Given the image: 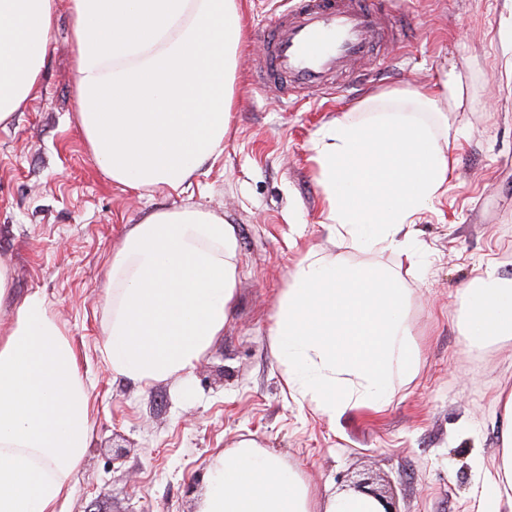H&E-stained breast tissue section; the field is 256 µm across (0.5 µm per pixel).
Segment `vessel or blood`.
Segmentation results:
<instances>
[{
	"mask_svg": "<svg viewBox=\"0 0 512 512\" xmlns=\"http://www.w3.org/2000/svg\"><path fill=\"white\" fill-rule=\"evenodd\" d=\"M390 2L294 0L264 34L256 89L330 96L370 76L380 45L412 34L406 15H390Z\"/></svg>",
	"mask_w": 512,
	"mask_h": 512,
	"instance_id": "obj_1",
	"label": "vessel or blood"
}]
</instances>
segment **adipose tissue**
<instances>
[{
  "instance_id": "obj_1",
  "label": "adipose tissue",
  "mask_w": 512,
  "mask_h": 512,
  "mask_svg": "<svg viewBox=\"0 0 512 512\" xmlns=\"http://www.w3.org/2000/svg\"><path fill=\"white\" fill-rule=\"evenodd\" d=\"M78 119L114 183L179 190L224 150L237 55L238 0H71ZM54 0H0V127L36 89ZM444 73L425 91L372 97L362 119L321 127L312 160L324 221L356 246L405 250L408 228L448 187V141L413 118L461 106ZM236 237L203 207L156 211L133 225L108 264L104 356L113 376L148 386L190 372L236 295ZM406 298L393 278L308 252L270 328L293 397L329 417L381 411L393 378L416 364ZM459 322L476 347L512 342V278L494 262L463 291ZM91 420L79 357L39 292L0 332V512H61L88 446ZM351 493L316 507L306 484L254 441L214 467L197 512H375Z\"/></svg>"
}]
</instances>
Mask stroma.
Listing matches in <instances>:
<instances>
[{
    "instance_id": "35a3bbf8",
    "label": "stroma",
    "mask_w": 512,
    "mask_h": 512,
    "mask_svg": "<svg viewBox=\"0 0 512 512\" xmlns=\"http://www.w3.org/2000/svg\"><path fill=\"white\" fill-rule=\"evenodd\" d=\"M413 39L386 47L376 81L332 98L281 101L253 80L266 31L287 0H240L247 38L237 60L232 124L223 153L181 191H132L95 164L78 124L71 0H55L40 82L0 128V257L12 292L0 326L38 291L80 355L92 434L63 512H196L210 469L244 439L298 474L325 503L361 473L392 488L396 512H494L486 481L512 392V344L473 349L456 301L495 258L512 277V44L501 40L500 0H394ZM465 93L446 119L415 118L455 136L448 190L410 225L411 254L359 249L322 224L311 161L316 132L371 96L431 86L446 72ZM202 205L237 240L232 314L190 374L142 387L113 377L103 354L106 271L113 250L145 215ZM347 267L390 273L406 294L416 376L393 380L380 412L328 417L295 400L269 328L296 263L309 248Z\"/></svg>"
}]
</instances>
